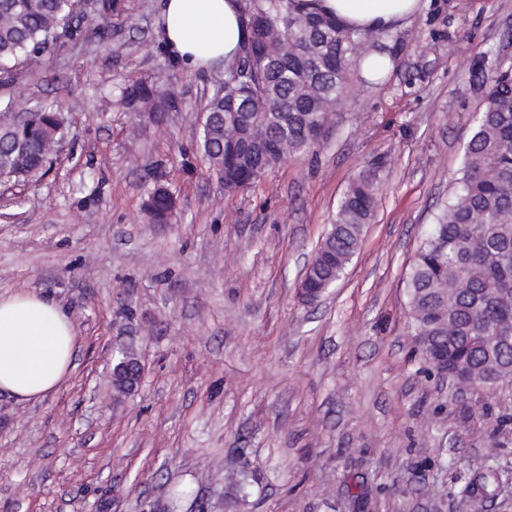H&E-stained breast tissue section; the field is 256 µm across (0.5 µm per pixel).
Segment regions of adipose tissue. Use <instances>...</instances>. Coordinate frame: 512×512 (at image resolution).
<instances>
[{
  "mask_svg": "<svg viewBox=\"0 0 512 512\" xmlns=\"http://www.w3.org/2000/svg\"><path fill=\"white\" fill-rule=\"evenodd\" d=\"M424 0H292L294 13H317L345 28L380 34L406 25ZM155 35L185 69L232 65L248 41L241 0H159ZM73 325L52 299L31 292L0 296V390L42 397L69 371Z\"/></svg>",
  "mask_w": 512,
  "mask_h": 512,
  "instance_id": "adipose-tissue-1",
  "label": "adipose tissue"
}]
</instances>
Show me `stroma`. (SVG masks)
I'll use <instances>...</instances> for the list:
<instances>
[{
  "instance_id": "obj_1",
  "label": "stroma",
  "mask_w": 512,
  "mask_h": 512,
  "mask_svg": "<svg viewBox=\"0 0 512 512\" xmlns=\"http://www.w3.org/2000/svg\"><path fill=\"white\" fill-rule=\"evenodd\" d=\"M156 4L132 0L108 44L80 37L15 89L64 112L70 135L42 178L0 185V296H51L76 347L42 398L0 391V512H470L459 489L489 469L484 512H512V379L471 396L430 370L406 291L485 105L471 63L512 65V0H430L375 35L387 79L354 76L313 151L235 192L196 150L224 68L176 64ZM145 78L182 99L162 124L119 102ZM371 167L359 248L302 302L308 260ZM160 185L165 224L145 210ZM124 348L143 375L119 395ZM242 472L244 496L229 482Z\"/></svg>"
}]
</instances>
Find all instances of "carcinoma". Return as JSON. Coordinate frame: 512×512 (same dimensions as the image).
I'll return each instance as SVG.
<instances>
[{"mask_svg":"<svg viewBox=\"0 0 512 512\" xmlns=\"http://www.w3.org/2000/svg\"><path fill=\"white\" fill-rule=\"evenodd\" d=\"M76 0H0V82L12 84L48 63L56 47L91 33L108 38L112 20L129 11L128 0H96L87 12ZM291 0H245L248 44L258 54L241 56L224 70V82L210 100L198 140L200 152L224 188L247 187L264 173L320 143L311 130L328 124L347 100L354 72L360 70L364 35L335 19L295 15ZM471 76L488 88L464 147L459 177L448 203L419 247L406 288L414 335L434 345L448 343V370L466 368L476 377L493 367L512 373V349H496L492 337L512 326V72L481 56ZM246 101V116L262 132L278 138L282 150L254 160L224 154V106ZM121 104L155 123L181 105L177 92L153 80L127 85ZM68 135L61 112L31 111L19 124L0 113V183L36 180L50 169L47 144ZM378 190L376 173L365 170L344 192L336 224L322 239L307 283L330 288L354 256L370 223ZM173 198L165 187L146 203L152 221L163 224ZM496 475L483 473L460 490L475 508L491 494Z\"/></svg>","mask_w":512,"mask_h":512,"instance_id":"cac0c4a2","label":"carcinoma"}]
</instances>
